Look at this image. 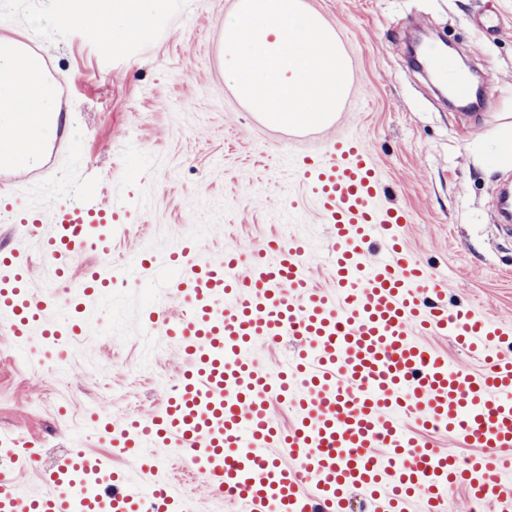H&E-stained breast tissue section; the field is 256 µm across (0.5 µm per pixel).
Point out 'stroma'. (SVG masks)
Returning <instances> with one entry per match:
<instances>
[{
    "mask_svg": "<svg viewBox=\"0 0 512 512\" xmlns=\"http://www.w3.org/2000/svg\"><path fill=\"white\" fill-rule=\"evenodd\" d=\"M65 2L0 5V35L45 52L68 115L52 164L20 182L18 210L93 186L115 214L117 266L170 254L187 238L204 255L297 233L319 249L332 228L319 222L295 161L330 133L354 134L381 169L382 204L408 213L403 238L448 299L512 322V239L499 235L491 203L512 167L488 159L512 122V0H304L335 28L351 73L335 121L301 133L266 125L225 85L219 44L234 0H166L149 34L118 48L78 26H37ZM421 31L428 48L448 46L482 74L481 110L449 108L410 67ZM148 305L181 310L145 283L117 282L63 365L25 356L0 320V451L33 457L18 470L22 489L41 492V474L69 449L101 450L89 412L120 423L164 399L184 360L167 338L137 334Z\"/></svg>",
    "mask_w": 512,
    "mask_h": 512,
    "instance_id": "stroma-1",
    "label": "stroma"
}]
</instances>
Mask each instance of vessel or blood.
<instances>
[{"instance_id": "1", "label": "vessel or blood", "mask_w": 512, "mask_h": 512, "mask_svg": "<svg viewBox=\"0 0 512 512\" xmlns=\"http://www.w3.org/2000/svg\"><path fill=\"white\" fill-rule=\"evenodd\" d=\"M424 65L458 103L470 101L472 81L447 53L428 50ZM31 148L19 137L0 155L18 173ZM297 170L319 219L334 228L328 288L316 285L315 255L300 238L217 260L189 243L160 262L141 253L117 273L108 259L111 208L73 201L17 215L0 196V215L19 238H38L69 295L65 318L55 320L52 295L30 286L28 253L1 252L0 316L17 342L37 330L65 350L83 333L86 301L150 268L152 287L186 312L149 313L140 331L175 341L187 365L151 415L119 427L96 414L88 421L156 474L149 492L114 469L110 455L78 448L39 494L21 491L16 463H1L0 512H176L182 498L160 475L174 461L241 512H347L352 490L374 512H408L418 498L426 512H444L454 487L487 512H512V484L495 458L512 448V354L502 348L512 325L434 302L439 282L397 234L406 212L379 206L383 184L362 139L329 137ZM90 251L99 263L69 282L75 256ZM285 336L300 342L288 362L273 367L255 356L257 344ZM434 336L451 337L480 362L479 372L451 367ZM275 403L291 411L289 426L275 422ZM440 432L474 454L460 459L435 448L431 437Z\"/></svg>"}]
</instances>
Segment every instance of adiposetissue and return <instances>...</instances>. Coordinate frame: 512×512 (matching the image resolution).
Masks as SVG:
<instances>
[{"mask_svg":"<svg viewBox=\"0 0 512 512\" xmlns=\"http://www.w3.org/2000/svg\"><path fill=\"white\" fill-rule=\"evenodd\" d=\"M161 8L162 0H68L50 22L57 28L82 25L104 44L119 46L130 42L136 27L152 21ZM58 109L39 62L14 38L0 36V140L24 135L25 118L39 121Z\"/></svg>","mask_w":512,"mask_h":512,"instance_id":"adipose-tissue-1","label":"adipose tissue"}]
</instances>
